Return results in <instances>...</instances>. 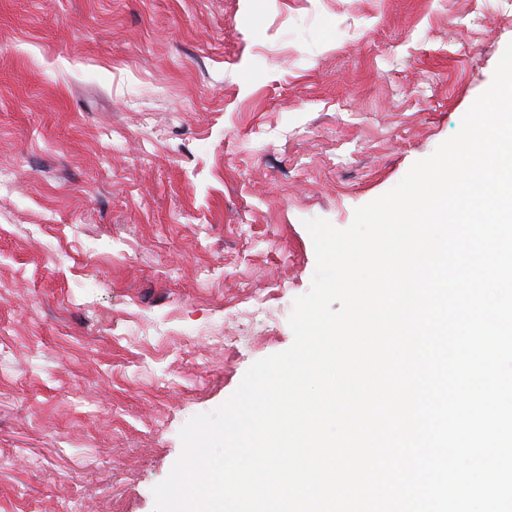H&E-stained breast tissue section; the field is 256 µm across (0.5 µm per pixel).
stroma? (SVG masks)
<instances>
[{
	"label": "stroma",
	"mask_w": 512,
	"mask_h": 512,
	"mask_svg": "<svg viewBox=\"0 0 512 512\" xmlns=\"http://www.w3.org/2000/svg\"><path fill=\"white\" fill-rule=\"evenodd\" d=\"M512 0H0V512H154L347 228L460 128Z\"/></svg>",
	"instance_id": "stroma-1"
}]
</instances>
